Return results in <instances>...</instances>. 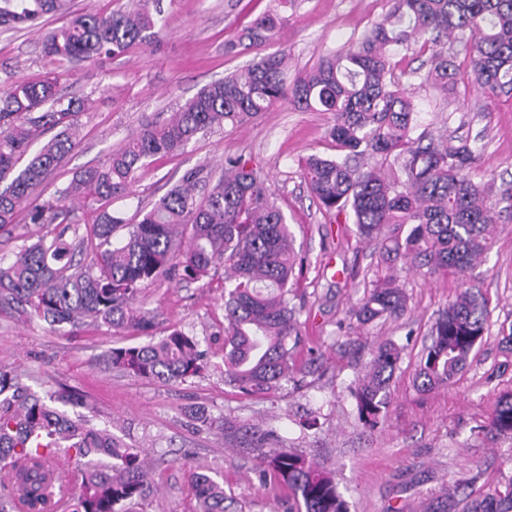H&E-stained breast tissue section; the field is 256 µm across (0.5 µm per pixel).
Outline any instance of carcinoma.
I'll use <instances>...</instances> for the list:
<instances>
[{"label": "carcinoma", "mask_w": 512, "mask_h": 512, "mask_svg": "<svg viewBox=\"0 0 512 512\" xmlns=\"http://www.w3.org/2000/svg\"><path fill=\"white\" fill-rule=\"evenodd\" d=\"M385 18L372 24L359 45L323 58L285 81L287 54L262 56L244 70L215 80L162 124L147 123L100 166L76 173L52 201L36 190L64 162L79 135V99L64 100L57 79L22 81L0 93V231L25 211L32 224L65 223L69 205L93 208L85 234L64 228L22 244L0 265V311L9 309L52 330L90 324L108 331L146 333L155 316L143 309L146 286L170 275L212 286L224 271V383L250 397H264L294 374L302 341L299 310L292 303L298 264L286 218L264 179L242 157L224 159L216 182L201 170L180 182L136 224L106 209L128 195L138 172L157 159L184 151L215 127H237L290 99L330 112L329 136L337 158L311 156L303 177L326 212L350 211L362 239H382L380 260L392 267L452 269L463 276L485 252L493 233L485 188L472 179L480 153L466 139L438 145L417 132L412 96L391 81V51L415 45L429 54L425 82L448 89L460 67L448 64V40L470 47L474 82L496 97H512V0H391ZM149 0L126 10L75 15L46 31L43 54L59 65L120 56L136 45L155 46L163 26ZM71 13L70 0H0V29L34 27L48 15ZM285 17L259 16L243 37L260 45ZM39 147H34V144ZM396 167L387 175L366 158ZM73 231L74 240L66 238ZM407 297L390 277L365 285L353 309L358 321L399 318ZM487 327V306L467 287L438 314L424 349L417 387L448 385L466 366ZM401 348L392 341L373 351L354 388L359 420L374 428L384 418ZM107 363L130 376L184 382L202 369L199 341L170 327L156 341L112 349ZM78 405L58 389L30 392L13 370L0 365V512H57L63 476L56 460L70 452L90 458L67 512H131L148 485L142 450L75 419L50 403ZM201 430L237 437L254 454L259 477L291 493L294 512H349L332 473L280 444L276 431L240 426L203 409L192 413ZM489 430L512 438V392L499 396ZM199 512H227L224 484L198 476ZM455 494L426 512H455ZM463 512H512V475H504Z\"/></svg>", "instance_id": "obj_1"}]
</instances>
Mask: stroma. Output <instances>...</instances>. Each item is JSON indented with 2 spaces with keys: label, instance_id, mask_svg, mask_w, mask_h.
Returning a JSON list of instances; mask_svg holds the SVG:
<instances>
[{
  "label": "stroma",
  "instance_id": "obj_1",
  "mask_svg": "<svg viewBox=\"0 0 512 512\" xmlns=\"http://www.w3.org/2000/svg\"><path fill=\"white\" fill-rule=\"evenodd\" d=\"M164 37L159 49L136 47L120 57L52 67L42 52L44 27L0 30V89L36 80L54 70L63 97L85 101L81 132L66 163L40 188L55 196L72 175L104 163L148 122H164L211 81L276 51L288 55V77L309 71L322 57L355 45L388 11V0H294L287 24L266 44L245 48L241 29L275 8V0H160ZM233 51H226L227 43ZM427 56L400 50L395 83L410 93L423 129L468 139L482 150L473 178L494 204L495 231L470 272L488 311L487 332L469 366L448 386L420 391L415 384L421 350L438 312L459 291L451 272L399 273L407 310L397 320L360 323L350 310L363 295L364 279L388 276L377 268L381 241L361 239L355 224L326 214L303 178L312 155L335 153L328 130L333 117L282 102L240 127L198 136L185 151L141 171L130 196L108 210L126 223L144 212L193 169L220 171L225 155H239L263 177L287 217L302 268L296 300L303 342L294 380L264 399L242 395L224 383V299L218 287L168 279L148 286L144 306L157 331L175 326L194 335L207 368L184 383L128 376L101 364L108 350L145 344L135 335H113L91 326L52 333L39 321L0 312V365L19 369L32 391L66 388L78 397L77 414L125 443L147 449L150 490L139 512H197L195 483L209 474L224 482L233 512H288V492L259 480L238 440L196 429L194 406L247 426L275 429L284 446L301 451L333 473L351 512H423L457 486L487 490L512 473V439L483 431L500 393L512 390V354L500 344V326L512 323V97L488 99L464 76L440 91L424 84ZM392 340L402 355L387 416L375 429L358 420L351 393L369 352ZM193 459L182 463L183 451Z\"/></svg>",
  "mask_w": 512,
  "mask_h": 512
}]
</instances>
